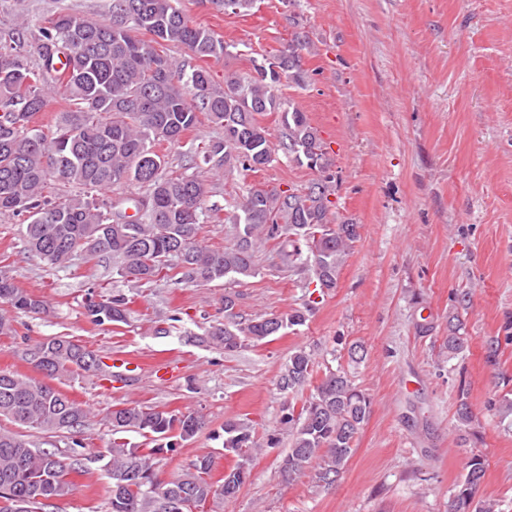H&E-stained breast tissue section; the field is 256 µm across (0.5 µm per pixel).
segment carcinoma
Masks as SVG:
<instances>
[{"instance_id":"obj_1","label":"carcinoma","mask_w":512,"mask_h":512,"mask_svg":"<svg viewBox=\"0 0 512 512\" xmlns=\"http://www.w3.org/2000/svg\"><path fill=\"white\" fill-rule=\"evenodd\" d=\"M233 13L245 12L254 0H212ZM16 46L0 48V213L22 218L28 251L54 267L73 257L86 261L111 259L116 274L145 284L176 266L189 280L208 284L221 279L237 282L258 274L256 253L268 240L282 239L280 267L311 273L309 283L319 294L337 287L341 267L359 237L358 225L332 223L329 218V177L317 179L302 192L252 187L237 212L229 216L235 242L208 248L198 242L207 188L192 176L166 172L159 142L179 143L205 112L224 128V140L204 148L203 161L221 166L234 160L245 171L273 161V150L260 116L281 113V148L294 161L319 172L329 166L323 142L306 113L282 102L274 93L282 76L298 87L309 83L300 64L308 45L293 35L288 53L275 62L253 64L254 75L242 79L224 75L215 83L203 66L187 67L165 52L184 46L197 59L227 54L229 44L214 32L191 25L178 0H112L107 23L60 13L49 21L25 19L16 31ZM58 95L69 109L54 126L33 125L48 98ZM135 182L145 194L127 203L134 214L100 201L94 194ZM66 186H80L69 195ZM456 312L448 315L445 348L448 360H464L469 350L460 312L469 308L471 292L455 296ZM0 303L24 313L44 314L38 296L15 287L0 271ZM315 301L284 314H262L244 321L234 313L235 300L224 296V322L212 326L210 340L224 352H236L279 332L303 325ZM92 321L123 323L125 298L112 295L88 305ZM28 362L42 379H23L0 372V418L48 434L84 426L89 412L56 388L52 381L65 373L96 372L100 360L65 336L38 343ZM312 354L294 351L278 378L283 392L310 383ZM370 413V400L338 367L328 371L302 406L283 414L290 448L281 473L293 482L310 468L323 486L341 479L353 443ZM475 416L460 396L455 411L459 439L467 443ZM112 448L107 463L112 476L111 512H195L220 495L234 496L242 486L233 469L216 488L209 480L213 460L204 456L175 480H155L152 455L172 447L168 439L187 440L205 426L193 413L176 417L153 407L114 408L108 415ZM151 437L155 447L142 449L116 439L124 433ZM259 448L250 422L224 425V450L239 453ZM73 464L54 450L32 448L22 436L0 428V512H37L38 506L70 496ZM485 475L482 456L470 457L466 472L453 489L448 512H497L490 499L478 497Z\"/></svg>"}]
</instances>
